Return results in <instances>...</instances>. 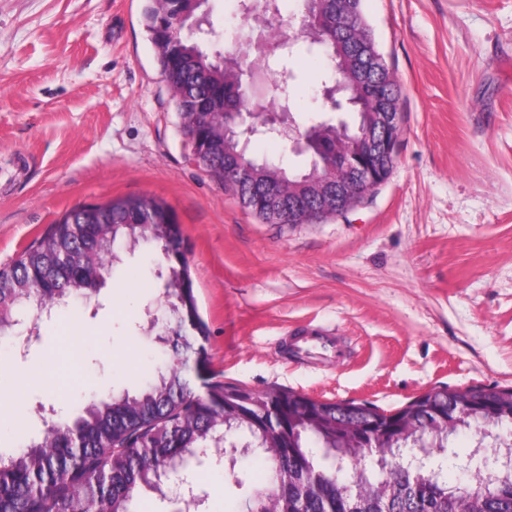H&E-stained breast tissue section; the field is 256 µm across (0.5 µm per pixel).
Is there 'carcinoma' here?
Returning a JSON list of instances; mask_svg holds the SVG:
<instances>
[{"mask_svg":"<svg viewBox=\"0 0 512 512\" xmlns=\"http://www.w3.org/2000/svg\"><path fill=\"white\" fill-rule=\"evenodd\" d=\"M194 11L193 0H174L170 11L152 6L147 27L154 46L172 33L180 37L184 61L157 54L163 76L181 86L186 95L175 98L176 112L207 103L210 108L198 129L200 146L207 148L216 177L245 200L249 189L225 173L230 161L247 162L257 180L272 183L286 176L295 194L307 197L304 174L291 173L269 159L250 158L241 135L224 136L215 143L209 127L222 122L225 112L250 109L243 85L231 71L260 68L241 50L227 55L210 52L185 30L174 31V20ZM305 41L319 45L328 58L324 85L347 81V45L336 32L328 11L300 14ZM296 76L275 75L276 89L264 102L267 112L283 107L296 111L292 86ZM311 162L336 157V125L321 120ZM106 221L91 222L73 208L55 219L13 264L0 267V339L12 335L16 320L37 312L50 317L68 299L84 297L86 285L112 266L115 244L154 245L159 266L176 275L180 300L170 314L166 339L173 363L154 370L134 394L108 400L92 399L71 421L51 423L41 438L8 458L0 456V512H135L140 491L156 492L172 474H186L202 466L201 454L224 447L234 439L245 443L266 462L265 476L249 499L252 512H512V477L485 484L481 470H467L463 485L450 484L449 439L460 430L490 438L511 448L500 431L512 427V388L467 389L469 409L455 405L460 393L432 388L394 410L371 404L328 402L306 394L272 388L262 395L239 386L210 384L205 394L192 391L186 378L201 372L206 359L190 363L196 354L190 327L205 336L187 265L180 251L177 224L143 226V210L166 209L153 196H135L103 205ZM378 447L384 471L362 467L365 455ZM406 448H421L437 458L436 472L414 473L398 457ZM324 472L318 484L309 472ZM276 490L269 497L267 488Z\"/></svg>","mask_w":512,"mask_h":512,"instance_id":"1","label":"carcinoma"}]
</instances>
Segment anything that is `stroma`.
Instances as JSON below:
<instances>
[{
    "label": "stroma",
    "mask_w": 512,
    "mask_h": 512,
    "mask_svg": "<svg viewBox=\"0 0 512 512\" xmlns=\"http://www.w3.org/2000/svg\"><path fill=\"white\" fill-rule=\"evenodd\" d=\"M153 0H0V266L65 211L154 195L182 230L208 364L193 388L291 389L402 407L445 386L512 387V0H363L400 89L388 179L345 216L266 224L199 168L146 26ZM299 0L240 29L238 0H208L209 47L295 37ZM320 47L289 66L297 124L319 119ZM155 250L121 248L90 305L42 323L27 358L0 348V452L37 439L35 401L72 418L90 397L141 387L162 350ZM319 328L342 360L297 353ZM247 474L237 487L231 471ZM265 464L205 465L197 512H244Z\"/></svg>",
    "instance_id": "obj_1"
}]
</instances>
